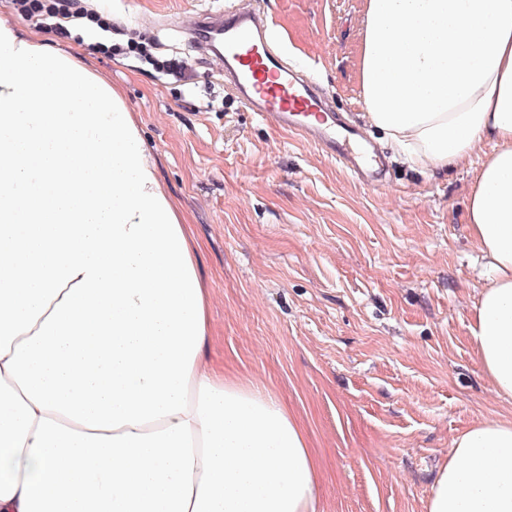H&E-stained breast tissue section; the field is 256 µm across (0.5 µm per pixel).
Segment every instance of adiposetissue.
Returning a JSON list of instances; mask_svg holds the SVG:
<instances>
[{
  "instance_id": "obj_1",
  "label": "adipose tissue",
  "mask_w": 512,
  "mask_h": 512,
  "mask_svg": "<svg viewBox=\"0 0 512 512\" xmlns=\"http://www.w3.org/2000/svg\"><path fill=\"white\" fill-rule=\"evenodd\" d=\"M359 94L413 167L493 142L470 336L512 399V0H365ZM207 305L121 96L0 21V512H320L300 421L206 360ZM427 512H512V420L454 439Z\"/></svg>"
}]
</instances>
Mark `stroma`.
Masks as SVG:
<instances>
[{"label": "stroma", "mask_w": 512, "mask_h": 512, "mask_svg": "<svg viewBox=\"0 0 512 512\" xmlns=\"http://www.w3.org/2000/svg\"><path fill=\"white\" fill-rule=\"evenodd\" d=\"M112 22L59 33L0 0V20L76 45L122 97L188 225L209 294L211 360L275 394L320 463L322 512H427L454 438L512 419L478 365L468 325L484 260L465 224L493 149L439 174L409 167L369 127L359 97L364 0H250L288 65L309 74L386 163L359 182L295 131L263 121L224 84L182 23L241 0H80ZM112 44L124 46L112 54ZM179 58L184 79L134 53Z\"/></svg>", "instance_id": "stroma-1"}]
</instances>
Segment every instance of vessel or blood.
<instances>
[{
    "label": "vessel or blood",
    "mask_w": 512,
    "mask_h": 512,
    "mask_svg": "<svg viewBox=\"0 0 512 512\" xmlns=\"http://www.w3.org/2000/svg\"><path fill=\"white\" fill-rule=\"evenodd\" d=\"M205 33L218 36L224 50V78L251 111L312 137L343 167H351L367 182H378L376 165L367 163L369 141L353 126L324 121L329 108L313 82L288 67L270 39L266 16L242 9Z\"/></svg>",
    "instance_id": "b4317fda"
}]
</instances>
